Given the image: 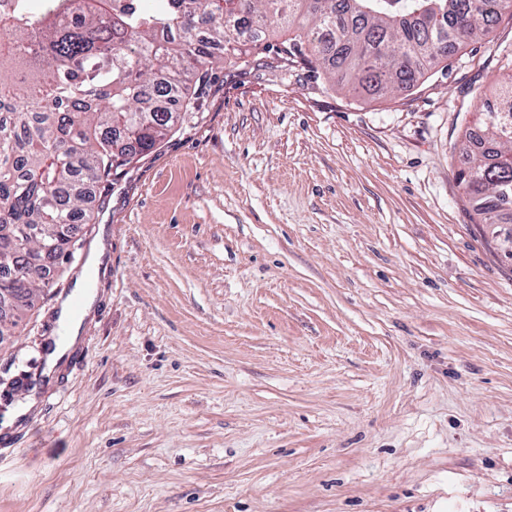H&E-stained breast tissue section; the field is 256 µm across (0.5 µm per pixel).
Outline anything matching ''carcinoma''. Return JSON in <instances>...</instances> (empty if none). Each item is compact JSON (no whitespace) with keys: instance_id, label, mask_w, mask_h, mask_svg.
Returning <instances> with one entry per match:
<instances>
[{"instance_id":"cac0c4a2","label":"carcinoma","mask_w":512,"mask_h":512,"mask_svg":"<svg viewBox=\"0 0 512 512\" xmlns=\"http://www.w3.org/2000/svg\"><path fill=\"white\" fill-rule=\"evenodd\" d=\"M48 0L32 16L19 0L0 10V312L9 335L70 260L75 228L90 212L79 185L112 186L137 155L171 130L190 85L261 44L267 28L295 27L281 59L300 55L357 94L417 85L428 72L499 21L502 0ZM38 33L40 51L25 44ZM459 147L456 178L482 223L512 224V77L486 99Z\"/></svg>"}]
</instances>
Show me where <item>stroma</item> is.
I'll return each mask as SVG.
<instances>
[{"label": "stroma", "instance_id": "35a3bbf8", "mask_svg": "<svg viewBox=\"0 0 512 512\" xmlns=\"http://www.w3.org/2000/svg\"><path fill=\"white\" fill-rule=\"evenodd\" d=\"M288 36L91 189L98 263L0 344V512H512V260L454 178L512 16L394 96L281 68Z\"/></svg>", "mask_w": 512, "mask_h": 512}]
</instances>
